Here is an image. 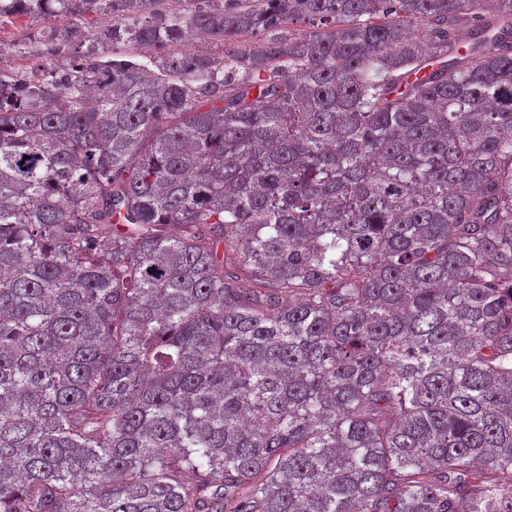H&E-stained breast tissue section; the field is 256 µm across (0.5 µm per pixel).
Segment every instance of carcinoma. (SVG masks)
I'll return each mask as SVG.
<instances>
[{"instance_id": "carcinoma-1", "label": "carcinoma", "mask_w": 512, "mask_h": 512, "mask_svg": "<svg viewBox=\"0 0 512 512\" xmlns=\"http://www.w3.org/2000/svg\"><path fill=\"white\" fill-rule=\"evenodd\" d=\"M17 16L0 512H512V0ZM54 23H56L55 20H45L41 21L37 26L31 27L26 18H19L13 20L12 23H5L2 28H0V48L2 45V48L7 52L8 56H6V62L2 63L4 65L2 69L4 71H11L27 65L29 63V55L15 52L14 46L25 41L27 45L30 46L29 41L25 40L26 37H29L34 31L41 28L48 29Z\"/></svg>"}]
</instances>
